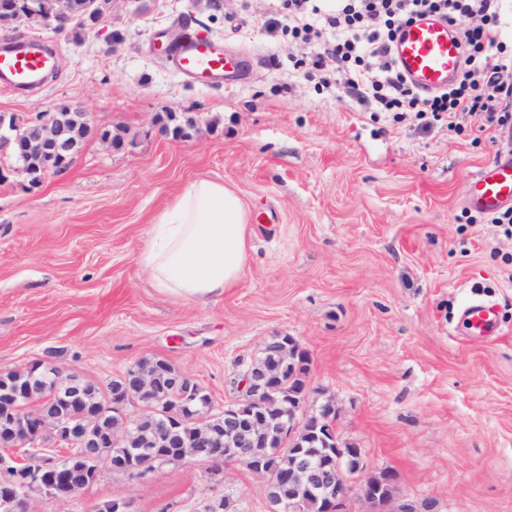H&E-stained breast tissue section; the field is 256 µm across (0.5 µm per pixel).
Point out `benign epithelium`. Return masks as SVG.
<instances>
[{"label":"benign epithelium","instance_id":"benign-epithelium-1","mask_svg":"<svg viewBox=\"0 0 512 512\" xmlns=\"http://www.w3.org/2000/svg\"><path fill=\"white\" fill-rule=\"evenodd\" d=\"M111 10L112 0H0V28L38 19L54 21L59 31L78 22L94 28ZM90 137L110 144L121 141L111 130L92 124L79 106L37 112L16 130L4 115L0 162L15 161L12 171L19 174L31 165L64 171ZM265 346L273 361L256 359L245 368L242 398L223 406L210 400L200 409L195 402L201 386L176 370L164 374L155 363L133 366L98 391L86 389L81 378L49 362L32 363L30 367L41 370L48 380L36 400L32 386L22 387L1 376L0 402L10 403L11 409L0 415V512H36L35 493L56 500L79 499L99 476L88 449L108 437L121 441L149 411L150 402L172 394L181 401L179 418L156 421L152 432H142L139 447L126 450L117 461H107L111 471L134 477L163 466L154 451L159 434L190 425L199 447L224 444V462L240 464L263 481L269 512H307L313 498L323 500L326 512H345L353 497L365 505L362 512H436L432 499L420 504L397 501L392 472L365 475L361 452L351 454L356 445L337 434L331 398L319 404L306 396L288 399L279 385L280 367L296 368L295 358L303 347L295 337L283 333ZM309 433L325 450L297 451L287 462L277 454L261 457L250 452L273 443L295 444ZM47 436L58 454L31 456V449Z\"/></svg>","mask_w":512,"mask_h":512}]
</instances>
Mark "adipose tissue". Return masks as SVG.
Returning a JSON list of instances; mask_svg holds the SVG:
<instances>
[{
  "label": "adipose tissue",
  "instance_id": "ef3b65f1",
  "mask_svg": "<svg viewBox=\"0 0 512 512\" xmlns=\"http://www.w3.org/2000/svg\"><path fill=\"white\" fill-rule=\"evenodd\" d=\"M251 233L236 191L197 179L159 213L138 262L162 291L191 299L219 296L244 277Z\"/></svg>",
  "mask_w": 512,
  "mask_h": 512
}]
</instances>
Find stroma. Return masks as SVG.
Returning a JSON list of instances; mask_svg holds the SVG:
<instances>
[{"label":"stroma","mask_w":512,"mask_h":512,"mask_svg":"<svg viewBox=\"0 0 512 512\" xmlns=\"http://www.w3.org/2000/svg\"><path fill=\"white\" fill-rule=\"evenodd\" d=\"M267 0H114L82 40L42 22L0 29L60 55L41 91L0 88V113L61 103L123 138L87 140L73 164L35 187L0 180V373L53 363L99 385L161 357L216 404L241 398V373L271 337H296L311 389L333 397L342 440L367 471L439 512H512V237L469 223L468 181L505 147L495 126L421 131L363 111L293 69L303 47L266 28ZM178 16L254 56L239 86L178 79L153 44ZM188 137L159 131L166 113ZM234 188L249 211V267L200 302L154 288L137 256L157 215L191 181ZM502 333L470 336L473 300ZM215 483L190 463L140 478L100 465L77 502L37 512H267L261 479L239 465Z\"/></svg>","instance_id":"obj_1"}]
</instances>
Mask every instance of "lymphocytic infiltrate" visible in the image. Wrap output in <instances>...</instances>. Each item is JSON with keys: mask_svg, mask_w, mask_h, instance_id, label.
Segmentation results:
<instances>
[{"mask_svg": "<svg viewBox=\"0 0 512 512\" xmlns=\"http://www.w3.org/2000/svg\"><path fill=\"white\" fill-rule=\"evenodd\" d=\"M284 8L285 19H270L269 32L308 46L301 60L307 78H322L327 63L335 62L337 89L363 109L451 132L462 115L512 129V54L501 41L499 0H335L328 9L319 0H286ZM427 15L476 21L462 32L458 79L431 94L416 90L390 54L397 30Z\"/></svg>", "mask_w": 512, "mask_h": 512, "instance_id": "f902f5d3", "label": "lymphocytic infiltrate"}]
</instances>
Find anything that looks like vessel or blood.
Returning <instances> with one entry per match:
<instances>
[{"mask_svg": "<svg viewBox=\"0 0 512 512\" xmlns=\"http://www.w3.org/2000/svg\"><path fill=\"white\" fill-rule=\"evenodd\" d=\"M181 38L172 40L167 53L176 73L192 84L210 86L234 79L243 69L242 59L229 55L222 42L197 33L189 19L175 20ZM463 42L447 20L424 17L402 27L392 53L397 67L421 91L447 88L457 75ZM59 66L55 51L30 40L0 47V86L27 92L41 88ZM476 210L492 212L512 205V153H502L472 178L466 196ZM472 335H498L500 324L494 307L474 302L464 310Z\"/></svg>", "mask_w": 512, "mask_h": 512, "instance_id": "1", "label": "vessel or blood"}]
</instances>
